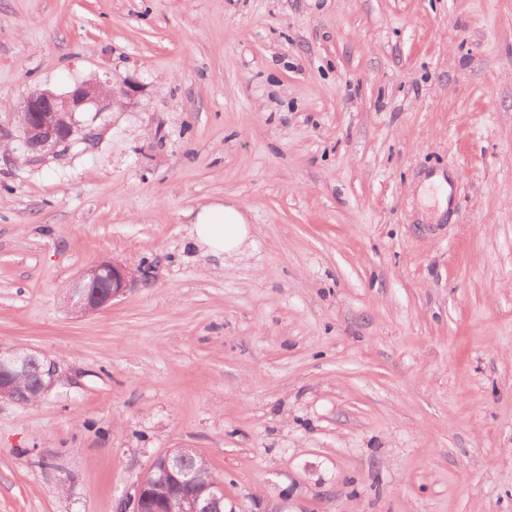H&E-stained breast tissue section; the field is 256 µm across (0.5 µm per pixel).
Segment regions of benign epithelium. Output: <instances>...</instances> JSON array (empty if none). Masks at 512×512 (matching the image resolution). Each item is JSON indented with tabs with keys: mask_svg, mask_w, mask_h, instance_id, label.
Returning <instances> with one entry per match:
<instances>
[{
	"mask_svg": "<svg viewBox=\"0 0 512 512\" xmlns=\"http://www.w3.org/2000/svg\"><path fill=\"white\" fill-rule=\"evenodd\" d=\"M139 91L136 82L121 83L84 81L76 83L64 94L50 90L30 93L16 109L15 119L20 130L19 150L26 157L44 156L59 148L74 144L91 146L98 139L96 128L82 126L77 114L91 109L101 111L104 103L133 99ZM136 282L134 273L125 265L104 259L82 271L70 285L66 301L76 314L98 311L126 293ZM62 374L55 362L39 358L25 349L0 345V400L20 406L41 401L60 381ZM191 451L173 460L169 452L157 456L141 479L131 500L132 512H140L141 504L155 499L153 472L161 470L172 485L170 499L178 509L168 508L161 500L155 508L168 512H224V490L215 487L208 498L202 499L195 491L199 474L189 465Z\"/></svg>",
	"mask_w": 512,
	"mask_h": 512,
	"instance_id": "7a95c632",
	"label": "benign epithelium"
}]
</instances>
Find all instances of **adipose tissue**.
<instances>
[{
    "label": "adipose tissue",
    "instance_id": "1",
    "mask_svg": "<svg viewBox=\"0 0 512 512\" xmlns=\"http://www.w3.org/2000/svg\"><path fill=\"white\" fill-rule=\"evenodd\" d=\"M251 234L239 206L211 204L196 212L193 219L194 245L213 255H233L245 246Z\"/></svg>",
    "mask_w": 512,
    "mask_h": 512
}]
</instances>
